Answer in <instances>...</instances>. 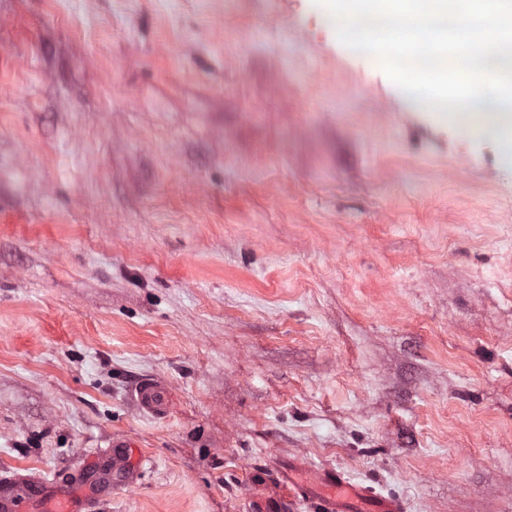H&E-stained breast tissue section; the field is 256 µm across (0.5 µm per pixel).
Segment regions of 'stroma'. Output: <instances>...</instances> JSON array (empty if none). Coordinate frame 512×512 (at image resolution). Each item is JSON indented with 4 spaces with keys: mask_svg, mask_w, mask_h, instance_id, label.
I'll use <instances>...</instances> for the list:
<instances>
[{
    "mask_svg": "<svg viewBox=\"0 0 512 512\" xmlns=\"http://www.w3.org/2000/svg\"><path fill=\"white\" fill-rule=\"evenodd\" d=\"M171 391L139 412L145 379ZM87 512H512V166L313 0H0V478ZM132 397L142 412L157 418L165 417L168 405V392L162 382L149 379L136 386ZM312 486L327 491L321 494L315 508L321 512H354L352 505L355 500L369 503L373 512H404L402 501L393 497L376 494L370 487L352 485L344 474L333 467H322L316 471L311 487H297L299 494L309 496ZM29 486L33 489H43L45 503H52L48 511L52 512H80L75 498L56 489L58 482L47 480L44 477L29 479Z\"/></svg>",
    "mask_w": 512,
    "mask_h": 512,
    "instance_id": "stroma-1",
    "label": "stroma"
}]
</instances>
